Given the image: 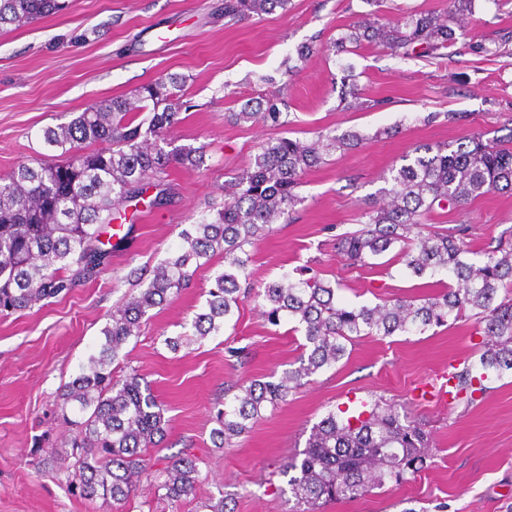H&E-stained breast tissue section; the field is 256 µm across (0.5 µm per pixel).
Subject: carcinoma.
I'll return each mask as SVG.
<instances>
[{"label": "carcinoma", "mask_w": 512, "mask_h": 512, "mask_svg": "<svg viewBox=\"0 0 512 512\" xmlns=\"http://www.w3.org/2000/svg\"><path fill=\"white\" fill-rule=\"evenodd\" d=\"M373 10L359 15L333 40L334 52L347 54L373 44L394 58L446 56L445 49L465 35L461 20L479 0H448L439 11L408 13L387 21L383 0H362ZM290 0H224V17L240 21L279 8ZM70 0H0V31L20 28L68 9ZM345 107L362 106L353 68L342 67ZM182 88L177 75L146 85L130 99L116 96L86 108L75 118L43 132L53 152L50 162L21 163L0 177V317L24 311L46 299L68 295L91 278L109 251L96 246L112 206L139 203L149 188L151 208L167 202L171 168L197 170L202 147L175 146L167 133L179 122L178 103L167 87ZM239 121L285 126L274 102L265 109L246 104L229 113ZM364 136L317 132L315 139L279 137L261 146L250 164L224 184V203L213 214L181 232V245L153 270L147 287L110 315L105 342L88 367L59 394L62 420L71 427L69 477L81 496L116 503L128 500L141 478L152 476L146 451L167 432L164 406L136 373L121 376L112 364L128 341L140 335L148 311L178 294L193 273L217 254L224 270L212 278L206 308L195 315L200 336L216 335L247 298L259 303L265 320L278 326L294 321L304 329L306 353L279 377L237 385L240 393L217 411L220 428L213 443L222 448L248 430L266 405L276 406L301 381L330 368L362 336L423 334L431 326L458 319L466 311L484 324L479 362L448 374L450 393L470 405L485 382L512 372V247L498 242L477 260L467 258L464 230L430 229L436 210H454L492 192L512 193V147L495 140L464 137L455 144L419 145L409 162L389 170L377 198L361 207L362 228L336 239L350 266H366L389 252L417 279L450 275L456 287L443 288L422 303L408 297L374 306L336 300L340 283L314 274H284L259 288L250 282L248 248L293 219L301 199L294 193L303 174L322 166L334 152L357 148ZM100 148L86 150V145ZM428 438L421 424L381 400L370 409L328 412L312 429L305 448L282 464L296 509L322 512L338 500H357L388 484L400 485L426 467ZM157 484L164 498L178 502L199 482L196 459L169 458Z\"/></svg>", "instance_id": "1"}]
</instances>
